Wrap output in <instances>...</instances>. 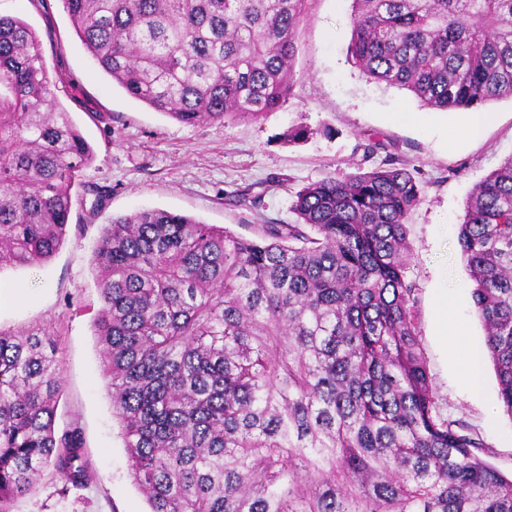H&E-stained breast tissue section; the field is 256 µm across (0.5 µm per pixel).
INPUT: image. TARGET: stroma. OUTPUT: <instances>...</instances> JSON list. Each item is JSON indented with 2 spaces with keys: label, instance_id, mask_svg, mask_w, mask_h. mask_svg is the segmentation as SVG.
<instances>
[{
  "label": "stroma",
  "instance_id": "1",
  "mask_svg": "<svg viewBox=\"0 0 512 512\" xmlns=\"http://www.w3.org/2000/svg\"><path fill=\"white\" fill-rule=\"evenodd\" d=\"M0 14L27 22L51 77L72 82V92H59L58 100L94 151L58 252L39 266L0 270V327L43 326L58 336L63 396L56 428H81L92 476L62 497L58 478L44 471L36 493L17 500L14 512H149L129 473L93 329L99 300L91 257L112 217L161 208L252 238L261 225L295 223L291 206L303 187L339 170H371L389 156L422 181L408 219L406 275L417 287L418 331L440 411L467 424L484 445L481 458L512 475V418L495 407L498 381L457 244L472 189L512 155L511 98L489 103L492 121L479 135H466L465 111L422 107L407 91L369 81L348 62L351 0H308L287 102L257 120L186 125L114 84L75 36L61 0H0ZM299 127L310 129L309 138L287 141V131ZM371 137L382 147L367 157L362 146ZM96 187L108 192L99 207ZM245 188L261 193L260 205H236ZM441 296L466 325L461 341L434 329ZM466 358L480 367V394L460 381Z\"/></svg>",
  "mask_w": 512,
  "mask_h": 512
}]
</instances>
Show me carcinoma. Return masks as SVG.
<instances>
[{"mask_svg": "<svg viewBox=\"0 0 512 512\" xmlns=\"http://www.w3.org/2000/svg\"><path fill=\"white\" fill-rule=\"evenodd\" d=\"M96 64L189 125L254 119L294 86L306 0H62ZM347 52L422 106L512 98V0H351ZM0 269L48 261L93 150L55 95L36 33L0 15ZM413 171L387 160L296 193L254 238L151 209L112 218L92 256L112 412L150 512H512V479L437 411L407 279ZM512 417V156L458 232ZM55 336L0 328V512L49 468L83 487L80 428L55 420Z\"/></svg>", "mask_w": 512, "mask_h": 512, "instance_id": "cac0c4a2", "label": "carcinoma"}]
</instances>
